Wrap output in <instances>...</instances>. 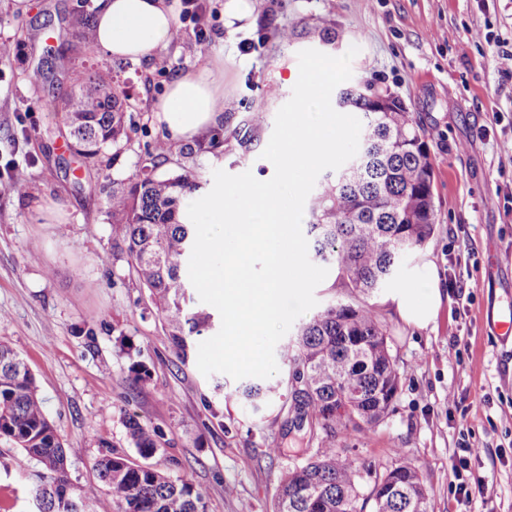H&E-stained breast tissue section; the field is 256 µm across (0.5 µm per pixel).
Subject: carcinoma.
Instances as JSON below:
<instances>
[{"label":"carcinoma","mask_w":512,"mask_h":512,"mask_svg":"<svg viewBox=\"0 0 512 512\" xmlns=\"http://www.w3.org/2000/svg\"><path fill=\"white\" fill-rule=\"evenodd\" d=\"M75 37L93 40V15L82 16ZM66 89L49 103L69 112L70 139L86 165L107 151L117 160L130 142L132 108L126 83L108 61L73 65ZM390 97L396 109L378 108ZM336 106L361 113L358 153L350 166L327 175L311 198L308 234L313 257L334 269L354 302H334L303 323L288 343L286 400L291 422L307 428L311 446L301 449L279 481L271 512H428L431 491L420 470L401 461L363 470L340 443L382 424L399 396L404 370L388 343V326L368 298L393 277L400 259L423 247L435 231L432 163L423 132L403 101L370 83L340 90ZM170 147L156 141L137 174L102 189L110 218L112 248L161 317L163 332L182 360L191 336L208 329L211 314L188 307L189 261L195 228L184 198L201 187L199 156L221 155L216 137L181 149L175 172H162ZM278 393L248 382L241 395L254 409ZM127 437L143 462L110 452L94 463L98 482L78 489L69 482L67 456L26 361L0 343V438L12 441L44 473L31 494L38 512H79L100 487L118 512H208L204 494L186 473L173 477L148 460L160 452V433L134 418ZM374 476L369 493L363 475Z\"/></svg>","instance_id":"obj_1"}]
</instances>
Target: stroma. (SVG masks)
<instances>
[{
	"label": "stroma",
	"mask_w": 512,
	"mask_h": 512,
	"mask_svg": "<svg viewBox=\"0 0 512 512\" xmlns=\"http://www.w3.org/2000/svg\"><path fill=\"white\" fill-rule=\"evenodd\" d=\"M230 2L204 0L206 37L184 27L162 52L170 73L146 59L125 67L131 140L117 163L89 171L47 103L75 60L105 57L75 38L78 9L95 10L98 0H0V42L13 47L0 60V342L31 368L68 450L71 484L95 481L92 464L107 450L133 455L124 426L132 416L163 434L154 465L190 474L209 512H267L302 432L287 423L280 397L254 410L239 381L202 375L196 358H177L125 256L112 249L100 188L135 174L165 138L153 104L174 75L216 59L224 62V119L215 132L225 144L208 167L270 179L274 167L262 152L272 126L245 153L229 133L248 113L274 115L290 99L299 51L340 56L355 46L351 84L393 92L425 130L436 229L371 299L405 376L387 421L344 446L374 470L402 459L418 467L432 489L430 512H512V425L501 419L512 407V345L487 322L489 312H512V153L500 148L512 141V75L496 65L498 52L512 49V0H244L236 17ZM327 21L344 32L339 46L318 36ZM284 27L300 38L277 41L273 33ZM39 65L46 80L29 84L24 70ZM12 163L26 169V189L7 177ZM424 259L440 279H476L481 288L471 299L449 290L436 322L414 327L390 297ZM125 338L150 379L131 380ZM465 438L487 444L492 457L473 462L482 485L459 505L450 487ZM271 444L279 448L273 456L265 453ZM41 475L35 460L1 439L0 512H37L30 489Z\"/></svg>",
	"instance_id": "1"
}]
</instances>
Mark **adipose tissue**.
<instances>
[{
  "label": "adipose tissue",
  "instance_id": "ef3b65f1",
  "mask_svg": "<svg viewBox=\"0 0 512 512\" xmlns=\"http://www.w3.org/2000/svg\"><path fill=\"white\" fill-rule=\"evenodd\" d=\"M175 16L165 0H100L94 43L111 57L140 59L173 40ZM224 112V65L178 75L155 104V118L171 141L187 142L218 125ZM400 317L424 327L436 321L443 297L437 270L421 261L391 296Z\"/></svg>",
  "mask_w": 512,
  "mask_h": 512
}]
</instances>
